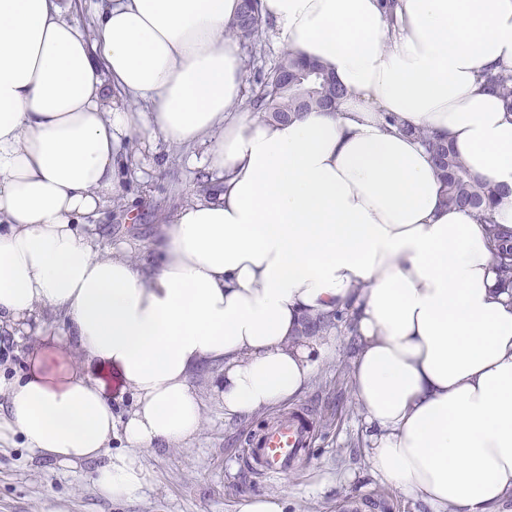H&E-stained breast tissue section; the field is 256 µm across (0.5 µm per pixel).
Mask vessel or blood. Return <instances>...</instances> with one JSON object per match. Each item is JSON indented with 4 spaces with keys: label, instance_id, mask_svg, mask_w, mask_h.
Listing matches in <instances>:
<instances>
[{
    "label": "vessel or blood",
    "instance_id": "vessel-or-blood-1",
    "mask_svg": "<svg viewBox=\"0 0 512 512\" xmlns=\"http://www.w3.org/2000/svg\"><path fill=\"white\" fill-rule=\"evenodd\" d=\"M250 446L267 474L285 473L309 448L310 424L303 417L285 420L253 437Z\"/></svg>",
    "mask_w": 512,
    "mask_h": 512
}]
</instances>
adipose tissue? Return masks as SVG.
I'll use <instances>...</instances> for the list:
<instances>
[{
	"instance_id": "obj_1",
	"label": "adipose tissue",
	"mask_w": 512,
	"mask_h": 512,
	"mask_svg": "<svg viewBox=\"0 0 512 512\" xmlns=\"http://www.w3.org/2000/svg\"><path fill=\"white\" fill-rule=\"evenodd\" d=\"M260 0L272 36L348 95L287 123L243 109L224 29L239 0H103L94 35L73 0H0V326L44 311L132 406L70 370L1 384L6 427L73 464L114 435L95 479L111 499L146 482L140 451L202 428L191 383L220 370L226 415L299 398L315 364L303 319L355 308L350 378L377 476L434 512H496L512 493V286L485 227L441 200L411 134L447 136L467 167L512 187V113L483 84L512 70V0ZM205 146L211 190L158 225L148 264L83 225L121 181L141 122Z\"/></svg>"
}]
</instances>
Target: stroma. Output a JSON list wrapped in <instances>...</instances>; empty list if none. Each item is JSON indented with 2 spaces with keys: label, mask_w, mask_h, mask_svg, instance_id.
<instances>
[{
  "label": "stroma",
  "mask_w": 512,
  "mask_h": 512,
  "mask_svg": "<svg viewBox=\"0 0 512 512\" xmlns=\"http://www.w3.org/2000/svg\"><path fill=\"white\" fill-rule=\"evenodd\" d=\"M133 138L132 153L121 156L127 170L118 192L121 203L87 230L101 247L123 244L132 258L144 259L155 226L196 198L205 148L171 147L148 126ZM42 321L41 331L26 335L0 331V379L77 367L99 377L108 399L127 408L130 394L118 371L83 360L64 339L59 318L47 314ZM319 346L313 377L296 401L315 421L308 464L278 479L256 475L247 442L272 415L225 416L208 372L192 379L204 405L203 430L189 442L142 452L146 483L128 498L114 501L99 493L95 476L105 457L66 465L30 452L20 436L0 438V512H236L248 494L279 497L285 512H345L355 502L358 512H369L368 500L385 502L384 512H432L374 478L365 451L368 427L350 385L354 353L339 329L321 336Z\"/></svg>",
  "instance_id": "obj_1"
}]
</instances>
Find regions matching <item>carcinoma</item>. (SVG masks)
Segmentation results:
<instances>
[{"label": "carcinoma", "instance_id": "carcinoma-1", "mask_svg": "<svg viewBox=\"0 0 512 512\" xmlns=\"http://www.w3.org/2000/svg\"><path fill=\"white\" fill-rule=\"evenodd\" d=\"M226 34L240 43L241 49L253 57L263 41V29L258 0H243L237 18ZM486 86L499 93L505 108L512 113V71H488ZM345 97V91L322 63L304 59L292 50L281 52L278 62L267 74L250 87L249 107L269 121L284 122L301 118L307 112H332ZM385 123L404 134L416 135L431 155L442 183L443 200L450 207L473 211L479 223L486 226L487 240L499 276L512 282V228L500 224L496 208L512 189L493 183L470 172L448 143V139L426 131H415L395 116L385 117ZM337 314L318 320L306 319L301 335L321 336L338 328Z\"/></svg>", "mask_w": 512, "mask_h": 512}]
</instances>
